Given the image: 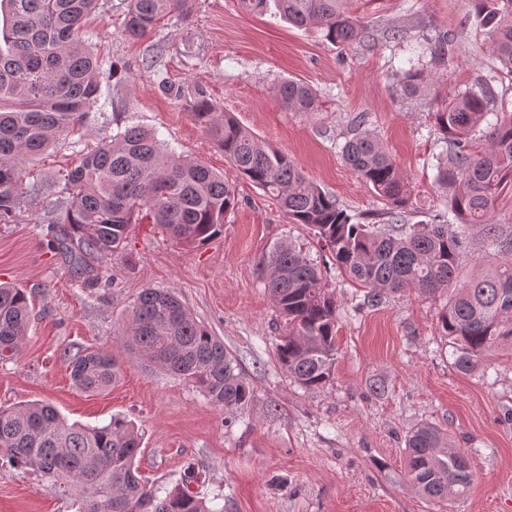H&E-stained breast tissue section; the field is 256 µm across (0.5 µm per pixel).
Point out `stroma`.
<instances>
[{
    "instance_id": "stroma-1",
    "label": "stroma",
    "mask_w": 512,
    "mask_h": 512,
    "mask_svg": "<svg viewBox=\"0 0 512 512\" xmlns=\"http://www.w3.org/2000/svg\"><path fill=\"white\" fill-rule=\"evenodd\" d=\"M349 8L364 43L331 44L317 27L289 24L273 7L247 14L237 0H195L189 17H168L131 40L122 33V0H99L79 36L101 61L103 105L30 163L20 208L0 223V283L24 288L34 307L19 356L0 359V406L39 400L89 426L125 417L142 434L136 467L144 481L187 484L224 512H512V349L462 373L437 326L439 301L410 292L364 305L363 289L336 269L312 231L241 177L192 117L197 94L206 93L350 214L379 224L386 205L340 152L353 118L365 115L409 181L406 222L443 213L433 111L489 75L497 106L512 111V77L498 74L465 0H350ZM442 32L453 40L452 60L430 64L427 87L404 95L406 45ZM153 49L162 53L158 75L143 70ZM162 79L180 95L162 92ZM285 80L311 86L317 111H289L276 93ZM133 125L154 129L171 155L222 173L240 204L223 231L195 249L147 221L132 225L125 253L106 262L110 281L82 288L47 248V220L65 202L64 175L83 150ZM282 241L326 269L340 304L333 377L317 390L294 382L276 358L286 326L258 263ZM145 288L174 292L223 340L253 390L247 406L218 408L191 384L118 353L123 321ZM85 348L117 352L120 376L110 390L74 386L68 356ZM424 422L446 429L467 453L474 481L465 495L433 501L408 480L404 438ZM0 512L75 509L34 473L0 465Z\"/></svg>"
}]
</instances>
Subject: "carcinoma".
Instances as JSON below:
<instances>
[{
    "label": "carcinoma",
    "instance_id": "carcinoma-1",
    "mask_svg": "<svg viewBox=\"0 0 512 512\" xmlns=\"http://www.w3.org/2000/svg\"><path fill=\"white\" fill-rule=\"evenodd\" d=\"M194 0H125L124 32L137 38L160 20L189 14ZM297 26L316 25L335 44L364 40V26L348 0H276ZM487 31L500 71L512 77V0H468ZM98 0H0L8 27L0 29V222L16 213L30 161L65 132L81 125L98 103L99 64L78 38L81 22ZM450 39L440 33L418 47L417 58L443 63ZM495 77L477 78L432 112L434 134L447 161L435 180L445 190L446 217L402 222L409 182L379 142L353 120L342 156L388 205V222L365 224L311 182L287 153L267 145L229 113L200 95L193 117L238 172L296 224L314 231L336 266L365 289L364 299L414 290L446 297L438 324L448 337L454 367L474 370L502 346L512 348V233L492 223L497 199L512 192V112L494 108ZM426 82L414 65L403 73L404 93ZM277 93L294 112H315L307 84L286 81ZM68 202L48 220V246L61 254L75 282L95 288L107 278L104 262L125 250L131 225L147 218L189 249L224 229L238 196L224 177L187 160H173L154 132L128 126L87 152L64 178ZM485 230L499 263L479 278L459 279L468 226ZM260 278L287 325L276 347L281 368L300 386L316 390L332 378L339 308L321 270L290 243L280 242L258 263ZM32 321L26 290L0 284V359L20 351ZM120 348L200 390L216 407L249 404L253 390L237 372L224 342L198 322L169 290L143 289L129 310ZM74 385L86 393L108 390L119 378L116 354L86 348L69 357ZM141 434L114 417L102 426L68 423L50 405L0 407V461L37 473L51 489L73 499L76 512H224L209 508L183 486L154 488L134 470ZM406 474L425 496L443 499L472 484L470 461L448 432L432 423L411 428L405 439Z\"/></svg>",
    "mask_w": 512,
    "mask_h": 512
}]
</instances>
